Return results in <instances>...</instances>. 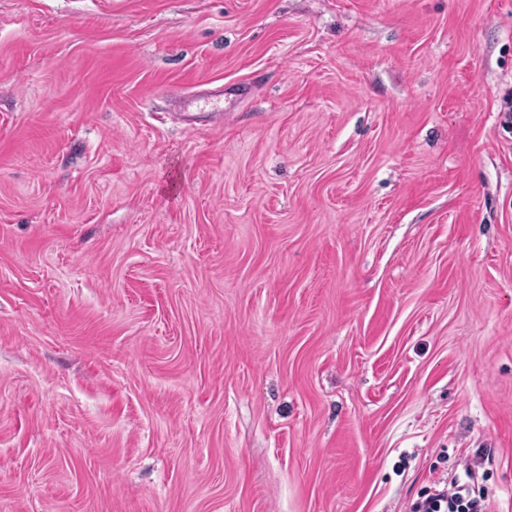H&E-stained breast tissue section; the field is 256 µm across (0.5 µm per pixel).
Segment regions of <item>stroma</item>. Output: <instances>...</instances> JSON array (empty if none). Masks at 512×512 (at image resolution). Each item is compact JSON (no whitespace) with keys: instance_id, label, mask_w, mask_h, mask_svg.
I'll return each mask as SVG.
<instances>
[{"instance_id":"obj_1","label":"stroma","mask_w":512,"mask_h":512,"mask_svg":"<svg viewBox=\"0 0 512 512\" xmlns=\"http://www.w3.org/2000/svg\"><path fill=\"white\" fill-rule=\"evenodd\" d=\"M512 0H0V512H512ZM475 471L467 467L464 473L440 477L411 507V512H490V501L475 495ZM474 494V495H473Z\"/></svg>"}]
</instances>
